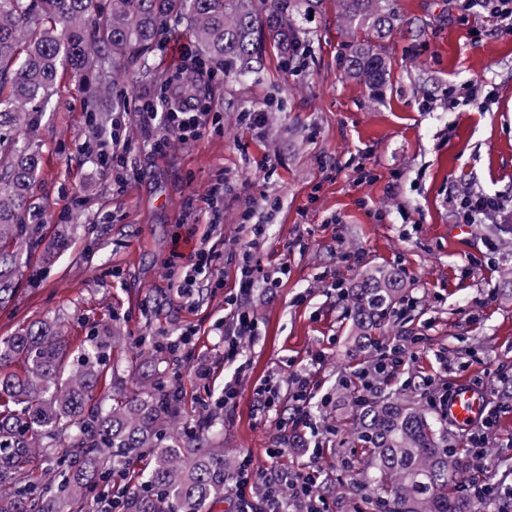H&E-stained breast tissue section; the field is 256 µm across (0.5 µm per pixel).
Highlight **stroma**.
Segmentation results:
<instances>
[{
	"mask_svg": "<svg viewBox=\"0 0 512 512\" xmlns=\"http://www.w3.org/2000/svg\"><path fill=\"white\" fill-rule=\"evenodd\" d=\"M394 7L399 21L383 48L390 82L377 97L339 65L336 0H323L300 68L285 69L271 50L255 79L212 67L201 100L218 118L199 140L152 150L139 108L156 82L134 74L114 85L126 127L118 140L103 139L102 149L124 154L117 171L84 154L86 95L63 78L43 121L34 194L50 207L43 238L60 224L78 230L51 260L32 256L15 298L0 308V338L45 317L64 320L74 344L118 324L127 341L112 359L123 372L135 362L138 336L180 341L187 361L170 359L164 368L183 393L188 424L223 411L224 449L250 472L300 473L314 464L332 480L321 489L326 512H375L367 492L334 488L348 483L345 460L359 446L319 455L276 449L295 429L283 407L292 375L314 381L308 439L347 418L350 404L337 398L336 381L357 365L341 292L365 269L393 266L411 284L414 310L395 318V332L411 344L390 390L412 375L427 381L416 399L436 417L441 409L432 400L445 386L466 382L483 391L494 424L471 480H512V223L480 217L470 238L455 240L448 201L468 188L512 199V32H474L458 21L452 0H395ZM194 54L193 40L177 31L156 53L154 71L183 72ZM481 82L491 90L483 105L449 108V94L464 97ZM242 112L266 113L261 134L240 124ZM223 181L224 221L214 225L205 198ZM259 222L267 233L255 259L280 277L246 297L255 336L228 358L225 303L239 293L246 227ZM201 247L215 253L212 277L220 285L200 288L188 302L176 285ZM266 384L278 387L267 412L256 395ZM228 385L236 390L229 404Z\"/></svg>",
	"mask_w": 512,
	"mask_h": 512,
	"instance_id": "obj_1",
	"label": "stroma"
}]
</instances>
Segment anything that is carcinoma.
Here are the masks:
<instances>
[{
    "instance_id": "carcinoma-1",
    "label": "carcinoma",
    "mask_w": 512,
    "mask_h": 512,
    "mask_svg": "<svg viewBox=\"0 0 512 512\" xmlns=\"http://www.w3.org/2000/svg\"><path fill=\"white\" fill-rule=\"evenodd\" d=\"M320 0H0V307L14 298L27 260L42 244L46 209L34 199L42 167L35 139L60 78L86 93L88 125L103 131L109 85L132 66L148 69L175 27L196 44L194 65L258 74L265 42L285 68L310 42V13ZM348 42L339 65L378 95L389 80L377 46L397 25L393 0H337ZM353 314L350 341L375 384L388 382L378 350L391 318L408 297L395 267H376L345 291ZM124 340L107 328L73 351L60 322L40 319L0 339V512H88L93 496L117 497L119 512H207L224 501L244 462L224 453L210 418L185 437L181 395L157 369L163 345L138 340L136 383L112 405L98 407L112 347ZM336 394L352 401L348 429L362 443L352 490L372 489L376 512H485L449 487L467 466L443 444L436 421L414 400L373 397L345 383ZM134 461L138 488L115 489Z\"/></svg>"
}]
</instances>
